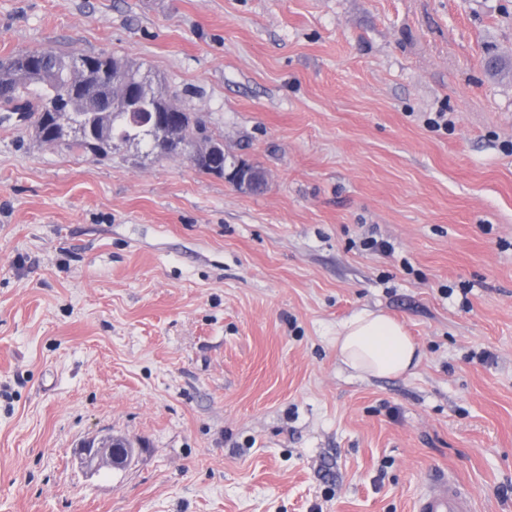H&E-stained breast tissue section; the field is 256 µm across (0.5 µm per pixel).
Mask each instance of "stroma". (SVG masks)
Segmentation results:
<instances>
[{"instance_id": "obj_1", "label": "stroma", "mask_w": 512, "mask_h": 512, "mask_svg": "<svg viewBox=\"0 0 512 512\" xmlns=\"http://www.w3.org/2000/svg\"><path fill=\"white\" fill-rule=\"evenodd\" d=\"M45 49L266 182L0 123V512H412L438 467L512 512V0H0V59ZM363 310L412 373L339 363ZM211 140L216 141L219 148L212 153L202 156L195 164V167L203 172L209 173L214 168H224V171L220 174L224 176V179L231 183L237 190L253 192L261 188L265 184V175L254 173L250 164L243 160L233 161L229 170L224 162V141L215 139L210 136ZM219 141L221 143H219ZM335 345L340 362L361 376H400L411 372L421 357L403 324L375 311L359 312L342 323ZM101 446V443H97V446H94L95 448H82V454H84L87 465L94 464L96 468L104 467L111 469H122L128 465L130 448H115L113 445L101 448Z\"/></svg>"}]
</instances>
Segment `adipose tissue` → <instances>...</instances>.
I'll return each instance as SVG.
<instances>
[{"label": "adipose tissue", "mask_w": 512, "mask_h": 512, "mask_svg": "<svg viewBox=\"0 0 512 512\" xmlns=\"http://www.w3.org/2000/svg\"><path fill=\"white\" fill-rule=\"evenodd\" d=\"M335 345L340 362L361 376H400L420 360L403 324L381 312L365 310L350 317L338 328Z\"/></svg>", "instance_id": "adipose-tissue-1"}]
</instances>
